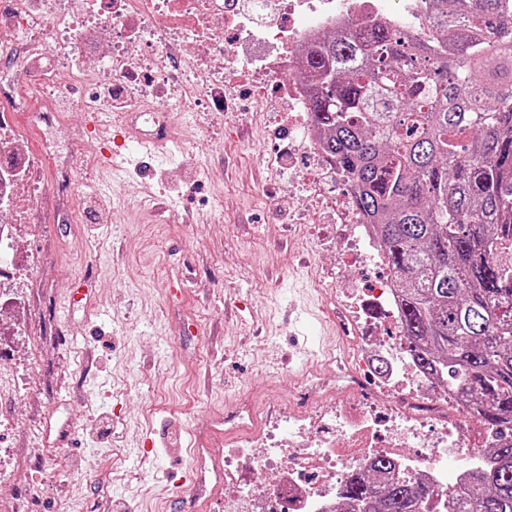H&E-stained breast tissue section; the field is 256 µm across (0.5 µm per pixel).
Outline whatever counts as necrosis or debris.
<instances>
[{
  "instance_id": "necrosis-or-debris-1",
  "label": "necrosis or debris",
  "mask_w": 512,
  "mask_h": 512,
  "mask_svg": "<svg viewBox=\"0 0 512 512\" xmlns=\"http://www.w3.org/2000/svg\"><path fill=\"white\" fill-rule=\"evenodd\" d=\"M430 0H0V52L23 46L15 67L28 81L46 85L53 74L33 67L54 46L67 44L72 86L98 89L104 101L118 97L134 109L159 94L166 112L193 99L198 111L231 112L241 87L237 48L254 38L284 45L285 54L249 65L248 89L263 99L269 86L286 93L293 111L289 128L304 132L299 148L311 159L310 197L336 212V250L354 263L379 252L349 187L326 195L328 170L317 128L303 103L308 84L300 79L302 54L325 34L350 26L382 24L428 36ZM140 45L131 57V45ZM14 117L0 114V319L18 317L26 303L22 276L32 266L23 250V230L33 221L31 203L53 142L40 154L21 153L12 142ZM332 316L343 333L357 337L355 354L338 358L340 374L307 380L329 401L326 409H295L267 416L243 444L224 451L225 512H335L349 474L374 454L386 455L394 474L428 482L439 491H464L463 479L477 467L493 429L437 380L418 371L397 329L396 290L391 276L344 298ZM344 386L354 402L337 401ZM271 471L270 486L256 484L257 469Z\"/></svg>"
}]
</instances>
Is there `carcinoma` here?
Masks as SVG:
<instances>
[{"mask_svg":"<svg viewBox=\"0 0 512 512\" xmlns=\"http://www.w3.org/2000/svg\"><path fill=\"white\" fill-rule=\"evenodd\" d=\"M438 0L434 41L363 26L309 49L301 75L323 150L378 225L400 328L505 439L446 512H512V34L501 0ZM373 458L338 512H423L433 490Z\"/></svg>","mask_w":512,"mask_h":512,"instance_id":"carcinoma-1","label":"carcinoma"}]
</instances>
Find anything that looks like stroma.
<instances>
[{
	"mask_svg": "<svg viewBox=\"0 0 512 512\" xmlns=\"http://www.w3.org/2000/svg\"><path fill=\"white\" fill-rule=\"evenodd\" d=\"M61 83L29 87L15 75L1 112L36 115L56 96L55 125L16 126L22 146L52 139L74 174L67 204L44 176L26 245L37 258L22 317L23 357L0 363L27 386L14 398L4 441L15 479L0 512L24 497L32 512H224L219 494L193 500L191 433L223 447L246 428L224 417L287 404L301 376L352 350L319 336L341 292L365 288L378 264L346 266L324 240L336 222L308 202L305 155L288 150L278 100L242 93L233 112L175 116L180 149L151 157L125 145L123 172L100 182L99 140ZM152 196L164 213L143 211ZM330 287H319L320 278ZM68 425L69 444L33 437ZM149 434L155 447L134 457Z\"/></svg>",
	"mask_w": 512,
	"mask_h": 512,
	"instance_id": "35a3bbf8",
	"label": "stroma"
}]
</instances>
